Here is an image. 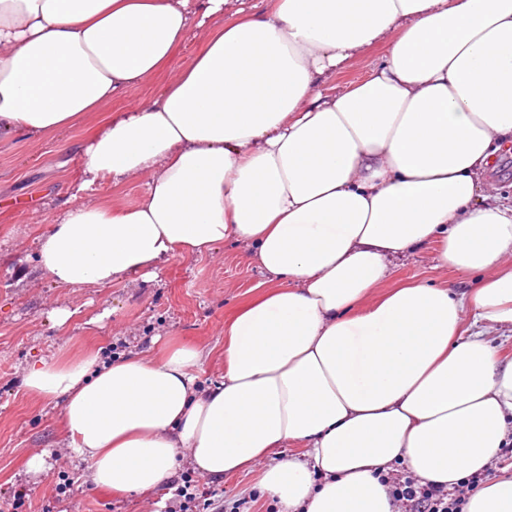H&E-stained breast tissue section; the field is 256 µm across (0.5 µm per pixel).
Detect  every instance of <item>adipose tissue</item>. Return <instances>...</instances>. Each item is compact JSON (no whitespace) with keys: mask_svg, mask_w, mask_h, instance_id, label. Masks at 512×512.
Here are the masks:
<instances>
[{"mask_svg":"<svg viewBox=\"0 0 512 512\" xmlns=\"http://www.w3.org/2000/svg\"><path fill=\"white\" fill-rule=\"evenodd\" d=\"M192 29L203 46L175 69ZM374 44L362 82L326 87ZM94 112L44 273L108 287L231 240L274 283L225 323L220 383L190 346L28 367L92 485L162 492L185 451L218 481L266 462L284 512H391L394 467L449 488L512 444V358L484 331L512 328V205L483 184L512 142V0H0V140ZM130 180L132 207L94 196ZM430 244L476 286L386 289ZM465 512H512V475ZM168 78V73L160 74L148 84L130 90L113 102V108L117 110H123L139 100L151 97L159 91L163 84L167 82Z\"/></svg>","mask_w":512,"mask_h":512,"instance_id":"1","label":"adipose tissue"}]
</instances>
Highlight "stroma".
<instances>
[{"label":"stroma","instance_id":"35a3bbf8","mask_svg":"<svg viewBox=\"0 0 512 512\" xmlns=\"http://www.w3.org/2000/svg\"><path fill=\"white\" fill-rule=\"evenodd\" d=\"M100 119L94 113L68 131L0 141V512H166L148 497L120 498L94 487L76 467L58 471L52 454L66 445L60 410L28 393L24 373L41 360L66 361L91 350L112 358L131 350L150 354L155 343L175 341L205 350L197 373L204 384L219 383L224 325L268 280L227 242L205 256L172 258L150 282L136 274L104 288L55 285L36 263L41 225L14 206L24 202L51 214L54 199L77 181L79 143ZM411 278L469 288L478 276L437 265L429 248L400 260L391 281ZM57 309L69 313L64 324L52 317ZM36 454L45 460L38 472L27 467ZM261 471L257 465L222 481L202 477L200 494L214 500L207 512L228 510L252 493L258 500L250 512H280L276 500L259 493Z\"/></svg>","mask_w":512,"mask_h":512}]
</instances>
